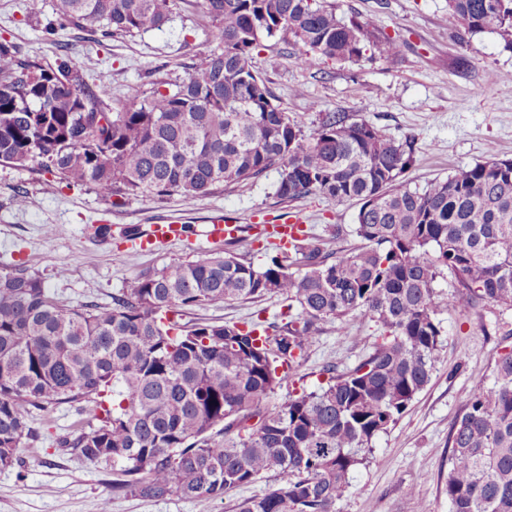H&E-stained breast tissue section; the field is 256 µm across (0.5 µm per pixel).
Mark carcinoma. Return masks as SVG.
<instances>
[{"label": "carcinoma", "instance_id": "1", "mask_svg": "<svg viewBox=\"0 0 512 512\" xmlns=\"http://www.w3.org/2000/svg\"><path fill=\"white\" fill-rule=\"evenodd\" d=\"M174 0H56L62 22L134 36L161 28ZM220 45L182 83L113 112L72 60L21 58L0 42V163L38 166L104 197L186 198L279 169L276 195L361 202V244L327 250L307 230L254 268L229 250L147 271L112 303L68 307L22 266L0 269V469L29 452L31 409L91 403L63 441L115 469L112 491L212 502L269 475L281 481L235 512H336L352 472L430 382L454 297L512 309V160L494 149L423 190L403 174L414 134L385 136L346 112L307 134L253 71L261 38L298 47L309 65L392 58L398 40L318 0H202ZM448 29L491 31L512 49V0H448ZM287 301L280 321L179 324L187 307ZM364 314L381 340L354 366H322L313 391L271 397L323 322ZM449 512H512V344L493 386L474 389L448 430Z\"/></svg>", "mask_w": 512, "mask_h": 512}]
</instances>
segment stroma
Wrapping results in <instances>:
<instances>
[{"instance_id": "35a3bbf8", "label": "stroma", "mask_w": 512, "mask_h": 512, "mask_svg": "<svg viewBox=\"0 0 512 512\" xmlns=\"http://www.w3.org/2000/svg\"><path fill=\"white\" fill-rule=\"evenodd\" d=\"M340 13L372 23L376 31L402 44L393 58L357 65L316 60L298 65L297 50L277 39L263 40L252 66L280 107L305 132L317 128L322 113L345 112L399 139L417 135L420 150L406 178L424 189L455 169L484 162L489 151L512 159V50L496 34L458 39L448 29V0H334ZM214 23L199 0H176L169 22L133 37L102 38L61 23L56 0H0V40L20 56L54 62L70 56L84 80L113 110L141 101L157 88L182 82L206 55L219 49ZM501 82H486L488 71ZM278 169L227 185L211 194L187 198L119 195L108 199L88 188L65 187L51 174L0 165V268L21 265L39 275L63 304L78 307L108 303L127 281L142 272L194 259L212 246L200 234L216 216L241 225L272 224L290 214L323 231L343 225L344 247L358 245L352 229L357 201L331 202L312 194L288 201L277 197ZM25 192L17 207L14 196ZM190 227L184 241L153 251L117 257L116 247L93 239L89 228L104 218L116 227L148 229L167 218ZM53 227L52 240L43 230ZM285 301L269 295L254 302L204 304L184 310L180 324L233 323L261 315L277 320ZM440 319L445 336L431 380L386 434L373 443L367 463L354 473L336 512H448L444 482L448 472V430L465 396L491 386L497 352L512 343V310L460 299ZM346 334L325 322L299 369L296 385L274 395L285 399L292 388H317L328 362L353 366L381 331L367 316L347 321ZM90 417L87 404L53 405L33 410L37 452L20 465L0 470V512H234L236 501L263 494V479L232 496L203 503L172 495L147 499L112 492L111 468L91 463L61 448L59 442Z\"/></svg>"}]
</instances>
